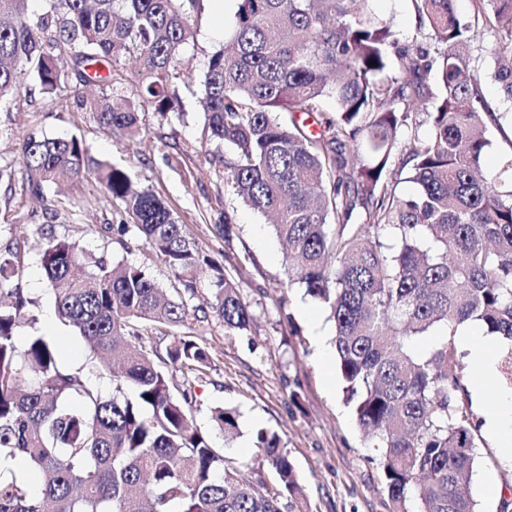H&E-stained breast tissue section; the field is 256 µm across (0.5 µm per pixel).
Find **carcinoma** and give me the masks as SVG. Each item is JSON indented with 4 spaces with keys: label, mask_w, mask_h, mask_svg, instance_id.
Listing matches in <instances>:
<instances>
[{
    "label": "carcinoma",
    "mask_w": 512,
    "mask_h": 512,
    "mask_svg": "<svg viewBox=\"0 0 512 512\" xmlns=\"http://www.w3.org/2000/svg\"><path fill=\"white\" fill-rule=\"evenodd\" d=\"M32 2L0 0V105L26 79L52 100L70 88L101 129L134 143L140 112L173 111L180 86L198 95L211 138L231 149L225 185L272 217L288 247V286H303L334 322L346 401L379 453L392 512H479L469 484L480 424L463 401L455 336L479 322L512 346V154L483 166L499 117L468 48L478 25L494 32L489 78L512 101V0H473L469 12L460 0H413L431 51L401 42L375 0H236L228 44L197 91L178 57L200 0H46L40 14ZM128 59L137 74L126 96L116 89ZM100 63L102 79L88 72ZM432 72L430 133L406 146ZM74 79L98 97L86 102ZM396 157L413 194L396 192ZM19 164L38 199L93 170L118 216L105 230L121 244L141 240L174 282L43 232L58 319L93 357L121 358L105 395L59 362L49 338L18 343L36 322L18 283L28 245L15 238L0 249V512H281L279 498L301 486L279 435L257 428L254 455L231 461L194 417L212 357L194 335L208 315L189 301L208 277L224 332H248L239 284L164 201L127 169L91 158L83 140L30 134ZM160 336L173 339L164 354L153 347ZM211 419L238 434L234 410L216 407ZM15 461L38 473L39 491L12 473ZM264 467L274 494L251 481Z\"/></svg>",
    "instance_id": "carcinoma-1"
}]
</instances>
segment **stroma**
<instances>
[{
  "instance_id": "obj_1",
  "label": "stroma",
  "mask_w": 512,
  "mask_h": 512,
  "mask_svg": "<svg viewBox=\"0 0 512 512\" xmlns=\"http://www.w3.org/2000/svg\"><path fill=\"white\" fill-rule=\"evenodd\" d=\"M223 4L218 12L212 0H203L201 12L193 18V37L182 55L192 84H199L212 53L234 27L236 4ZM375 8L393 20L401 41L424 43L412 0H376ZM179 96L178 110L168 118L145 111L143 133L132 144L103 131L88 112L77 109L73 93L48 101L37 87L28 86L10 109L0 112V163L16 160L18 144L30 132L74 135L85 141L95 160L124 165L140 185L152 188L176 213L198 249L239 283L253 317L250 331L242 336L226 334L213 317L197 324L212 356L209 375L195 388L198 427L233 460L252 453L256 426L278 432L303 488L302 496L282 498V512H392L378 452L344 402L335 365L320 360V343L332 341L333 324L321 303L304 289L287 288L283 247L267 218L243 206L224 183L220 160L229 156V149L210 139L197 98L184 89ZM62 194L80 205L82 214L76 219L60 217L57 234L114 261L146 264L151 276L170 283L168 268L148 255L139 241L122 245L101 234V225L111 223L114 215L95 173L67 184ZM43 209V203L25 193L21 176L0 180V245L15 237L29 245L19 286L35 301L37 321L31 331L53 337L60 360L77 368L89 351L54 317V300L40 265ZM228 218L233 226L227 237L220 227ZM282 296L287 299L283 306L278 303ZM216 406L238 413L239 434L233 441H225L210 420ZM470 493L480 512H501L503 500L512 499V461L486 430L481 433Z\"/></svg>"
}]
</instances>
